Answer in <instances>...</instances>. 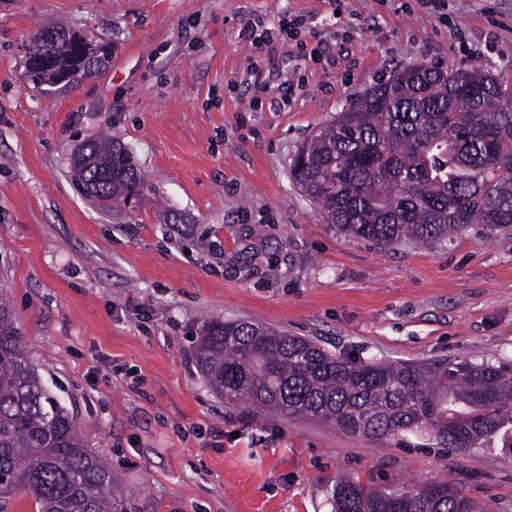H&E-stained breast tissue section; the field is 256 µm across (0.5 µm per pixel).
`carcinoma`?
Masks as SVG:
<instances>
[{"label":"carcinoma","mask_w":512,"mask_h":512,"mask_svg":"<svg viewBox=\"0 0 512 512\" xmlns=\"http://www.w3.org/2000/svg\"><path fill=\"white\" fill-rule=\"evenodd\" d=\"M37 30L29 68L45 93L92 77L111 55L69 32ZM78 182L128 205L144 175L121 143L90 139L73 158ZM291 177L337 231L389 246L438 243L475 224L512 226V84L477 66L410 64L370 87L306 141ZM195 362L212 392L330 423L355 436L425 435L450 448L512 451V363L353 361L247 321L203 322ZM112 469L48 393L0 296V512L23 492L38 512H121ZM334 512H476L449 483L336 485Z\"/></svg>","instance_id":"1"}]
</instances>
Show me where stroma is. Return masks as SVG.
I'll return each instance as SVG.
<instances>
[{"label":"stroma","instance_id":"obj_1","mask_svg":"<svg viewBox=\"0 0 512 512\" xmlns=\"http://www.w3.org/2000/svg\"><path fill=\"white\" fill-rule=\"evenodd\" d=\"M259 17L304 26L258 57L240 31ZM45 22L112 46L51 98L24 67ZM410 62L512 80V0H0V293L122 512H333L342 480L445 482L512 512L506 449L228 404L195 362L217 318L364 361L512 363V230L380 246L331 229L289 178L303 141ZM254 64L291 81L289 104L234 88ZM102 134L145 177L138 208L87 197L71 171ZM245 228L263 243L246 267Z\"/></svg>","mask_w":512,"mask_h":512}]
</instances>
